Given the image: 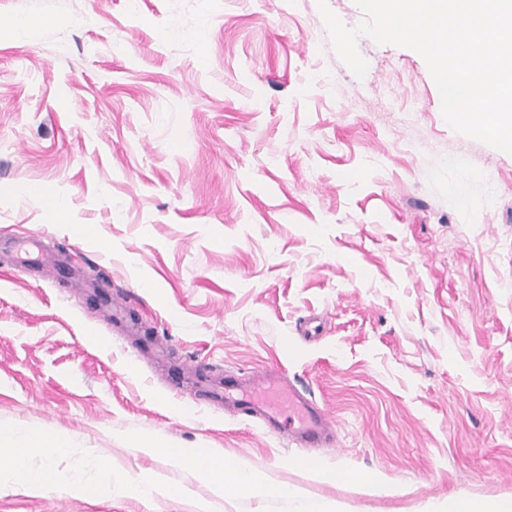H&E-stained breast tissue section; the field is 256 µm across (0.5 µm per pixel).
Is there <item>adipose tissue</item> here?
Instances as JSON below:
<instances>
[{"instance_id":"ef3b65f1","label":"adipose tissue","mask_w":512,"mask_h":512,"mask_svg":"<svg viewBox=\"0 0 512 512\" xmlns=\"http://www.w3.org/2000/svg\"><path fill=\"white\" fill-rule=\"evenodd\" d=\"M63 448V442L53 437L34 432L25 434L14 427L0 428V449L8 453V459L0 464V469L6 470L12 483L26 485L35 491L44 487L73 491L77 488L76 483L62 478L56 470L49 467L35 469L29 464L32 455L51 457ZM171 454L211 475L216 490L224 494L260 497L268 491L266 485L255 479L244 460H229L207 448H175Z\"/></svg>"}]
</instances>
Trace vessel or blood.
Segmentation results:
<instances>
[{
    "label": "vessel or blood",
    "mask_w": 512,
    "mask_h": 512,
    "mask_svg": "<svg viewBox=\"0 0 512 512\" xmlns=\"http://www.w3.org/2000/svg\"><path fill=\"white\" fill-rule=\"evenodd\" d=\"M224 403L239 415L260 418L268 427L307 448H332L336 437L324 409L287 383L282 374L265 371L249 380H224Z\"/></svg>",
    "instance_id": "obj_1"
}]
</instances>
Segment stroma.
<instances>
[{
	"label": "stroma",
	"mask_w": 512,
	"mask_h": 512,
	"mask_svg": "<svg viewBox=\"0 0 512 512\" xmlns=\"http://www.w3.org/2000/svg\"><path fill=\"white\" fill-rule=\"evenodd\" d=\"M357 45L361 79L316 0H0V427L70 440L30 464L83 485L7 484L0 512L299 508L170 447L338 512L512 497V155L445 122L417 52ZM271 367L335 447L209 401ZM146 476L176 494L127 492ZM169 453L211 475L216 490L224 492V495L260 497L274 491L288 498L300 497V492L295 488L280 486L270 489L257 481L244 460H228L224 455L216 454L208 448H175Z\"/></svg>",
	"instance_id": "1"
}]
</instances>
